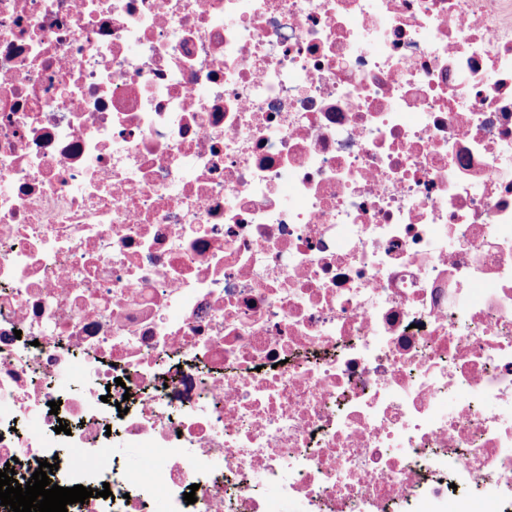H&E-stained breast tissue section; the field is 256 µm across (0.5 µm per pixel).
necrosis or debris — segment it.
<instances>
[{
	"label": "necrosis or debris",
	"mask_w": 512,
	"mask_h": 512,
	"mask_svg": "<svg viewBox=\"0 0 512 512\" xmlns=\"http://www.w3.org/2000/svg\"><path fill=\"white\" fill-rule=\"evenodd\" d=\"M52 459L512 512V0H0V470Z\"/></svg>",
	"instance_id": "1"
}]
</instances>
